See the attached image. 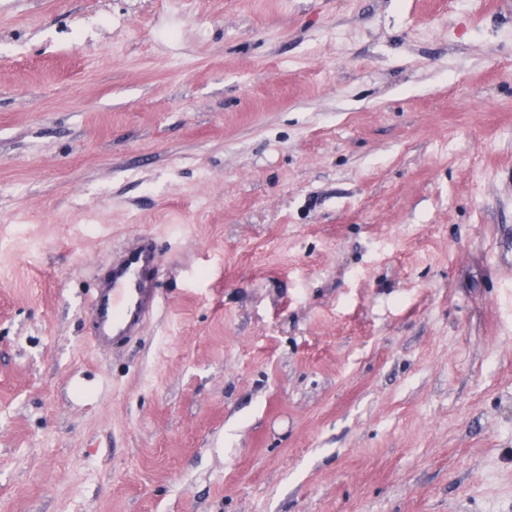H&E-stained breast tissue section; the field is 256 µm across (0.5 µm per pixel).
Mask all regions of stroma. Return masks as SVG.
Returning <instances> with one entry per match:
<instances>
[{"mask_svg": "<svg viewBox=\"0 0 512 512\" xmlns=\"http://www.w3.org/2000/svg\"><path fill=\"white\" fill-rule=\"evenodd\" d=\"M0 512H512V0H0ZM158 251L148 237L117 253L89 299L95 343L115 346L138 336L159 303Z\"/></svg>", "mask_w": 512, "mask_h": 512, "instance_id": "obj_1", "label": "stroma"}]
</instances>
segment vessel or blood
<instances>
[{
    "instance_id": "1",
    "label": "vessel or blood",
    "mask_w": 512,
    "mask_h": 512,
    "mask_svg": "<svg viewBox=\"0 0 512 512\" xmlns=\"http://www.w3.org/2000/svg\"><path fill=\"white\" fill-rule=\"evenodd\" d=\"M158 251L149 238L117 253L89 299L96 344L109 347L138 336L159 303Z\"/></svg>"
}]
</instances>
